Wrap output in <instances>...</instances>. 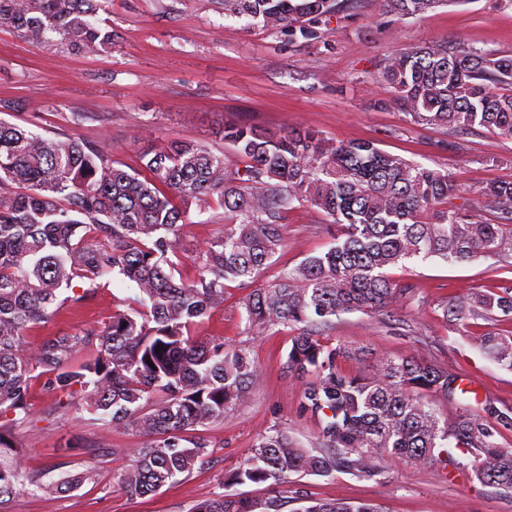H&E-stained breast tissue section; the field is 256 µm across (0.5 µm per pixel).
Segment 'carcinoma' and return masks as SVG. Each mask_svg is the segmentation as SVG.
Wrapping results in <instances>:
<instances>
[{"mask_svg": "<svg viewBox=\"0 0 512 512\" xmlns=\"http://www.w3.org/2000/svg\"><path fill=\"white\" fill-rule=\"evenodd\" d=\"M347 0H224V14L245 17L290 36L315 34ZM399 17H421L447 0H382ZM102 0H0V21L29 41L95 56L112 46L98 18ZM381 75L397 95L391 105L415 124L442 129L483 127L512 140V56L476 51L457 42L433 43L388 56ZM233 158L179 140L164 141L130 173L105 143L78 136L43 137L0 121V456L17 453L14 434L31 422L33 380L49 393L69 392L75 405L142 438L126 452L134 464L119 485L150 494L193 472L208 444L190 432L231 416L250 399L262 367L246 348L204 341L193 326L224 306L225 283L243 298L249 329L263 334L297 327L287 367L313 380L300 408L318 420L319 448L298 446L283 430L259 437L230 479L267 483L262 499L204 500L191 512H283L279 487L300 474L336 470L359 478L380 474L385 456L415 466L453 464L481 484L512 498V448L498 442L512 431V407L490 401L457 417L441 415L431 398L455 401L468 393L448 370L412 357H385L368 368H341L353 352L328 346L318 326L351 312L389 313L416 301L389 269L415 257L465 263L493 258L512 268V181L483 187L467 209L448 208L455 185L446 172L387 153L372 142L329 143L308 131L274 140L248 125L224 127ZM224 208V232L200 249L199 274L179 276L183 229L191 205L212 198ZM315 207L330 229V246L274 281L261 269L282 246L285 217L295 205ZM119 275L137 290L140 308L118 311L99 330L58 335L31 347L26 332L66 306L82 302L102 281ZM83 294L59 298L74 279ZM512 316V287L471 293L443 306L462 333L471 320ZM465 338L496 364L512 370V335ZM97 341L78 365L77 350ZM162 351H156V347ZM22 459L0 466V512L14 494L33 486ZM294 512H383L366 502L299 498Z\"/></svg>", "mask_w": 512, "mask_h": 512, "instance_id": "1", "label": "carcinoma"}]
</instances>
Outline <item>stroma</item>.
Returning <instances> with one entry per match:
<instances>
[{"instance_id":"1","label":"stroma","mask_w":512,"mask_h":512,"mask_svg":"<svg viewBox=\"0 0 512 512\" xmlns=\"http://www.w3.org/2000/svg\"><path fill=\"white\" fill-rule=\"evenodd\" d=\"M100 18L115 37L111 50L95 57L29 42L12 25L0 23V119L46 137L76 134L107 141L115 158L132 168L142 152L165 140L225 150L224 128L234 124L256 127L270 137L296 130L331 142L371 141L450 174L454 207L489 183L512 181V140L480 127L447 132L412 123L401 110L385 107L394 91L379 77L391 53L435 42L462 41L512 55V0H452L421 18L386 14L381 0H354L308 38L225 15L222 0H110ZM75 112L85 116L81 125L70 122ZM285 223V242L263 270L262 281L326 248L328 232L316 209L295 207ZM223 230L224 210L211 203L183 235V277H197L196 248ZM491 266L483 258L463 264L405 261L389 275L419 297L394 311L408 322V330H390L382 315L354 312L319 332L325 342L345 344L368 364L409 355L445 367L467 378L479 399L511 407L512 371L470 346L442 313L449 297L497 291L500 281ZM245 294L228 284L223 309L194 328L199 339L245 347L264 370L250 401L234 408L231 421L205 428L210 447L200 469L153 494L127 493L118 480L132 464L126 450L136 444V436L88 411L66 409L65 395L36 386L30 404L37 423L15 434L28 471L45 482L86 469L96 478L50 496L20 493L8 502V512H191L219 494L265 497L266 485H228L225 474L239 466L261 435L280 429L311 450L318 429L316 419L300 411L304 379L285 366L293 329L249 334L241 305ZM134 296L129 282L113 278L75 308L37 325L28 340L38 344L102 326L113 312L133 307ZM380 465L381 475L370 479L345 472L307 475L288 490L313 499L369 500L384 512H512L511 498L481 485L469 472L454 471L448 480L436 469L390 457Z\"/></svg>"}]
</instances>
